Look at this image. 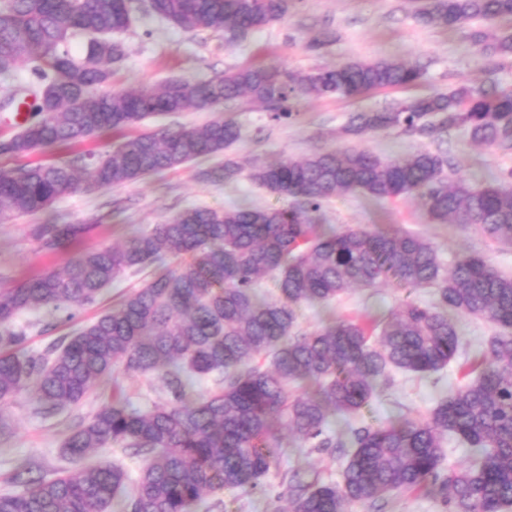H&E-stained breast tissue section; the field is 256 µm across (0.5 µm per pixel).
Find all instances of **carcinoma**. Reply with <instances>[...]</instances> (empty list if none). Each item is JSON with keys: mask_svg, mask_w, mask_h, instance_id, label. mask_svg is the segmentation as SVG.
<instances>
[{"mask_svg": "<svg viewBox=\"0 0 512 512\" xmlns=\"http://www.w3.org/2000/svg\"><path fill=\"white\" fill-rule=\"evenodd\" d=\"M420 2L416 18L446 30L512 19V0ZM300 3L0 0V77H12L21 63L33 77L25 86L10 84L4 105L26 102V91L35 89L24 123L0 141V155L73 151L64 161L0 169V220L47 214L34 228L40 246L75 251L63 271L0 289V436L7 429L5 405L23 390L34 393L45 416L79 403L119 372L154 375L167 396L141 410L115 386L112 400L65 441L74 460L111 447L142 459L133 487L127 469L110 462L51 479L18 473L19 490L0 494V512H197L207 495L263 485L277 463L276 423L311 448L348 449L338 483L293 474L288 512H348L351 504L421 489L440 498L444 512H512V275L477 253L457 258L448 270L418 235L361 225L338 231L315 218L336 194L414 197L433 223L474 227L494 243L512 245V170L473 184L449 178L440 151L384 159L361 148H334L250 168L253 183L294 199L287 209H186L121 247L96 249L78 248L89 225L50 217L66 193L118 187L194 160L224 156L203 172L215 183L241 172L242 164L224 155L242 137L232 118L124 134L155 113L215 110L248 95L270 120L285 122L297 116L303 98L355 99L424 82L415 62L355 59L306 72L282 63L246 65L201 83L109 88L112 66L126 54L115 35L132 26L139 10L186 32H222L230 43ZM468 37L478 58L512 59V34L479 29ZM75 40L82 41L79 57L71 50ZM453 128L476 144L512 149V89L462 82L357 112L341 133L396 130L436 139ZM107 132L121 140L101 151L80 149ZM148 265L152 277L112 309L43 353L21 352L22 314L47 309L70 320L75 309L97 303L114 282ZM265 276L275 279L274 298L258 290ZM384 282L410 291L432 287L437 303L407 298L381 320L331 318L314 333L296 332L303 305L328 304L353 285ZM459 316L500 328L471 368L474 379L448 391L425 416L328 431L331 419L369 407L391 372L445 368L466 349ZM211 375L216 389L192 397L197 380ZM447 439L474 453L468 465L441 470Z\"/></svg>", "mask_w": 512, "mask_h": 512, "instance_id": "cac0c4a2", "label": "carcinoma"}]
</instances>
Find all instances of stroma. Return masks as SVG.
<instances>
[{"mask_svg": "<svg viewBox=\"0 0 512 512\" xmlns=\"http://www.w3.org/2000/svg\"><path fill=\"white\" fill-rule=\"evenodd\" d=\"M324 46L309 51L313 38ZM126 57L117 66L114 86L157 88L171 79L206 81L224 70L247 62L281 61L296 71L333 66L349 59L384 57L412 60L425 70L420 93L448 88L462 81L495 83L512 88V59L486 68L473 55L463 32L443 30L418 22L411 0H303L300 9L283 19L250 31L244 38L226 45L223 35L210 31L186 32L148 15H138L123 34ZM401 89L370 93L356 99H310L301 101L296 118L281 123L270 121L267 112L250 98L242 97L221 106L219 111L189 110L149 119V126L176 128L203 126L215 113L235 119L242 127V141L228 153L243 163H270L283 157L303 158L311 153L355 145L380 157H402L432 148L431 140L378 132L351 138L341 129L354 112L380 110L404 98ZM452 164L453 177L473 183L493 181L512 169V150L477 147L459 131L445 135L441 144ZM211 160L191 162L108 190L78 191L61 196L54 213L67 224H86L90 230L82 248L93 249L124 243L134 231L162 223L190 207L229 208L234 206L286 207L290 200L259 189L247 176L223 183L203 180L202 170ZM44 215H20L0 223V288H10L27 277L63 269L70 252L50 253L34 239L32 228L43 223ZM323 223L337 228L361 225L367 228H399L432 243L444 262L456 257L483 254L498 269L512 273V248L491 245L476 229L466 231L452 224L429 221L420 202L412 197L377 200L361 193L339 195L322 210ZM143 275L126 277L112 285L96 305L78 309L74 319L42 310L31 313L34 326L26 348L42 352L58 337L73 333L86 321L112 307L123 293L139 287ZM408 295L393 285L350 288L331 308L305 305L300 310L301 331L320 329L330 317L355 319L365 314L383 316ZM462 359H454L436 373L423 376L395 372L361 418L370 424L400 416L425 415L451 387L463 384ZM111 381L98 383L84 400L56 415L35 413L33 395L24 391L6 407L4 415L11 432L0 438V492L12 489L19 466L31 462L44 476L73 468L63 444L75 421L91 416L112 394ZM282 445L278 462L263 489L250 487L213 495L207 512H279L288 500V476L297 465L324 477L338 478L344 455L338 451H317L278 429Z\"/></svg>", "mask_w": 512, "mask_h": 512, "instance_id": "35a3bbf8", "label": "stroma"}]
</instances>
